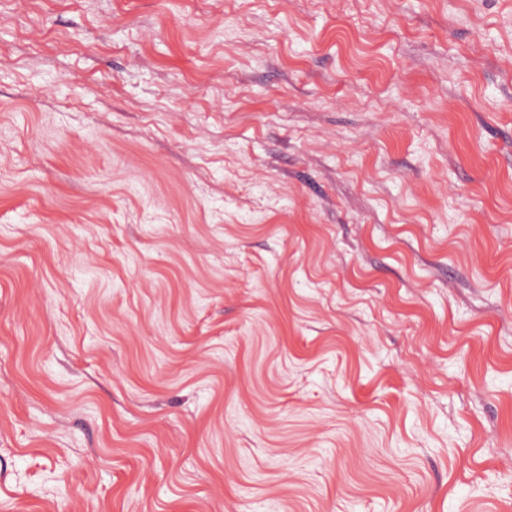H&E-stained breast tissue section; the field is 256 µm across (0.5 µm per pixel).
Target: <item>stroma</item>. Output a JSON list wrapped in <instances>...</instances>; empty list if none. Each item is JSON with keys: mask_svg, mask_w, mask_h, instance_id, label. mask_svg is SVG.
I'll use <instances>...</instances> for the list:
<instances>
[{"mask_svg": "<svg viewBox=\"0 0 512 512\" xmlns=\"http://www.w3.org/2000/svg\"><path fill=\"white\" fill-rule=\"evenodd\" d=\"M0 512H512V0H0Z\"/></svg>", "mask_w": 512, "mask_h": 512, "instance_id": "1", "label": "stroma"}]
</instances>
